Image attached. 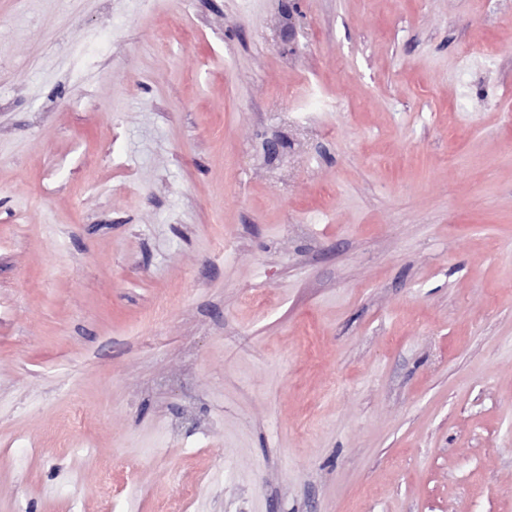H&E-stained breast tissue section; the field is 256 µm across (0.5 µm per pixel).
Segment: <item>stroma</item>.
<instances>
[{
	"label": "stroma",
	"instance_id": "obj_1",
	"mask_svg": "<svg viewBox=\"0 0 512 512\" xmlns=\"http://www.w3.org/2000/svg\"><path fill=\"white\" fill-rule=\"evenodd\" d=\"M190 485L512 512V0H0V512Z\"/></svg>",
	"mask_w": 512,
	"mask_h": 512
}]
</instances>
